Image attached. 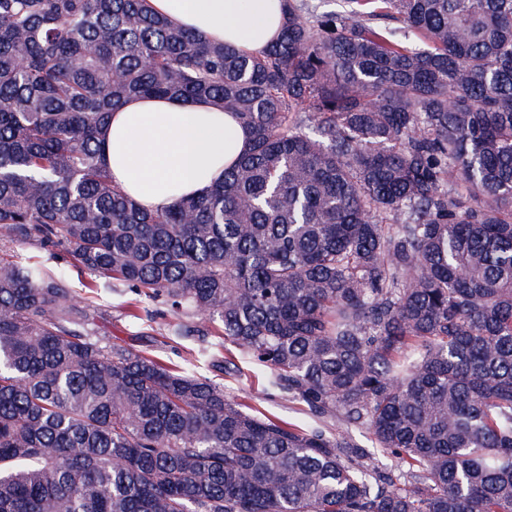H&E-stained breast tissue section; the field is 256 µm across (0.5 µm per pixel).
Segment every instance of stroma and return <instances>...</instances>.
I'll list each match as a JSON object with an SVG mask.
<instances>
[{
  "label": "stroma",
  "mask_w": 512,
  "mask_h": 512,
  "mask_svg": "<svg viewBox=\"0 0 512 512\" xmlns=\"http://www.w3.org/2000/svg\"><path fill=\"white\" fill-rule=\"evenodd\" d=\"M0 248L23 258H33L51 272L63 274L71 290L72 304L85 306V285L91 277L72 267L64 251H45L32 244H18L7 239L0 241ZM132 296L130 287L122 284L100 289L99 306L91 321L92 329L110 341L148 348L164 361L187 366L208 377L216 376L218 382L223 383L227 396L245 402L259 413L302 426L318 425L329 430L340 427L339 419L316 418L306 407L293 402L287 393L271 388L265 372L249 358L238 359L239 371L236 374H214L209 363L212 358L221 356L223 350L216 346L213 336L181 338L168 335V325L174 317L169 307L161 302L147 305L154 315L153 320L144 323L134 321L127 313V304Z\"/></svg>",
  "instance_id": "obj_1"
}]
</instances>
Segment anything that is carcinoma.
<instances>
[{
	"mask_svg": "<svg viewBox=\"0 0 512 512\" xmlns=\"http://www.w3.org/2000/svg\"><path fill=\"white\" fill-rule=\"evenodd\" d=\"M285 2L245 54L147 0H0V235L169 305L180 337L215 325L343 427L96 335L0 250V512H512V0ZM133 97L211 100L248 149L144 211L100 160Z\"/></svg>",
	"mask_w": 512,
	"mask_h": 512,
	"instance_id": "cac0c4a2",
	"label": "carcinoma"
}]
</instances>
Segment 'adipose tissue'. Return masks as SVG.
I'll list each match as a JSON object with an SVG mask.
<instances>
[{
    "mask_svg": "<svg viewBox=\"0 0 512 512\" xmlns=\"http://www.w3.org/2000/svg\"><path fill=\"white\" fill-rule=\"evenodd\" d=\"M152 10L209 42L245 53L278 36L285 0H149ZM101 160L113 183L155 211L197 196L223 178L248 147L235 114L208 100L131 98L100 133Z\"/></svg>",
    "mask_w": 512,
    "mask_h": 512,
    "instance_id": "adipose-tissue-1",
    "label": "adipose tissue"
}]
</instances>
